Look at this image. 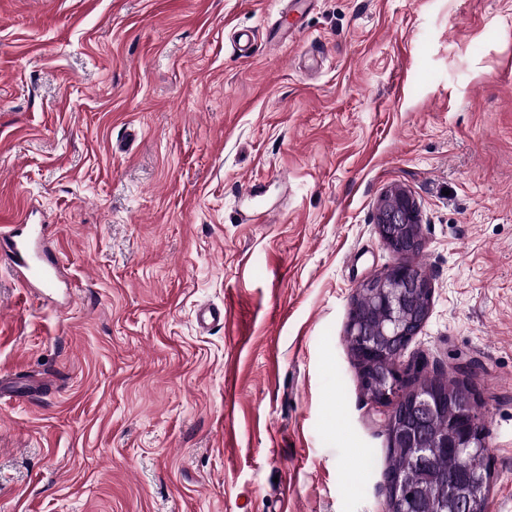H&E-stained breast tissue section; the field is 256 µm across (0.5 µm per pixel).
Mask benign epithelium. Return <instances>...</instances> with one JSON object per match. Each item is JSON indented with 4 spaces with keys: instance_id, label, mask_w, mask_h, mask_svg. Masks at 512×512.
Wrapping results in <instances>:
<instances>
[{
    "instance_id": "7a95c632",
    "label": "benign epithelium",
    "mask_w": 512,
    "mask_h": 512,
    "mask_svg": "<svg viewBox=\"0 0 512 512\" xmlns=\"http://www.w3.org/2000/svg\"><path fill=\"white\" fill-rule=\"evenodd\" d=\"M418 222V207L403 189L393 190L383 198L375 219L381 240L398 254L411 253L423 247L419 235L406 233L409 225ZM428 286L426 275L415 272L411 267L399 266L389 269L381 277L371 276L361 282V288H373L378 293V307L383 314L381 336L390 349H401L425 322L428 311L411 309L406 305V300ZM349 331L368 359L361 383L381 390L382 395L374 400L375 404L392 407L384 427L396 426L409 412L422 423L431 420L441 408L443 398L440 393L424 385L410 393L404 392L405 386L415 378L410 369L398 365L378 366L376 361L384 358L386 351L381 349L379 341L366 334L359 319H352ZM458 404L463 417L472 421L473 425L451 430L444 435L431 433L423 427L401 430L393 434L396 446L412 449L420 461L428 458L427 451L431 448L449 449L461 460L473 453L488 452L485 433L474 426L480 419L481 399L476 395L463 394L458 398ZM463 474L465 471L462 470L448 478V495L454 497L453 512H474L475 501L488 497V478L484 475L467 476L465 491L461 493L458 481Z\"/></svg>"
}]
</instances>
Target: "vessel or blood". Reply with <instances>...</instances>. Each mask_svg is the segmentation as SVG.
Listing matches in <instances>:
<instances>
[{"mask_svg": "<svg viewBox=\"0 0 512 512\" xmlns=\"http://www.w3.org/2000/svg\"><path fill=\"white\" fill-rule=\"evenodd\" d=\"M47 227L25 221L0 230V263L7 264L27 285L54 287L59 275L44 249Z\"/></svg>", "mask_w": 512, "mask_h": 512, "instance_id": "b4317fda", "label": "vessel or blood"}]
</instances>
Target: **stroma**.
I'll list each match as a JSON object with an SVG mask.
<instances>
[{"label":"stroma","mask_w":512,"mask_h":512,"mask_svg":"<svg viewBox=\"0 0 512 512\" xmlns=\"http://www.w3.org/2000/svg\"><path fill=\"white\" fill-rule=\"evenodd\" d=\"M283 5L0 0V215L75 291L0 265V512H382L347 326L395 188L431 288L400 361L473 362L512 512V0H313L273 42Z\"/></svg>","instance_id":"1"}]
</instances>
